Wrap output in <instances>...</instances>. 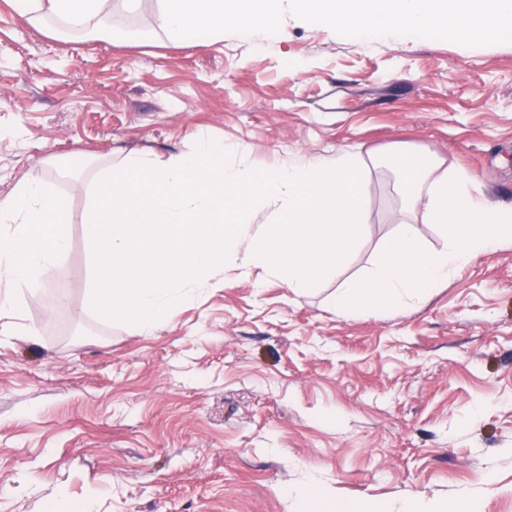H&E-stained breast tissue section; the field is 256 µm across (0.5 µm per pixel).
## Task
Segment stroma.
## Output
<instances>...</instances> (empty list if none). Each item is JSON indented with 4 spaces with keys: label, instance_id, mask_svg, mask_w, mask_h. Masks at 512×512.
Wrapping results in <instances>:
<instances>
[{
    "label": "stroma",
    "instance_id": "stroma-1",
    "mask_svg": "<svg viewBox=\"0 0 512 512\" xmlns=\"http://www.w3.org/2000/svg\"><path fill=\"white\" fill-rule=\"evenodd\" d=\"M156 8L117 0L119 44L63 40L0 0V197L40 178L73 216L59 271L18 291L38 340L0 344V512H295L310 482L382 512L457 496L512 512V242L404 311L331 302L398 229L393 156L512 203V43L347 38L288 11L274 35L174 42ZM198 136L255 170L360 153L359 248L301 295L230 266L152 333L99 316L77 221L98 170Z\"/></svg>",
    "mask_w": 512,
    "mask_h": 512
}]
</instances>
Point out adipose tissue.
<instances>
[{"instance_id": "1", "label": "adipose tissue", "mask_w": 512, "mask_h": 512, "mask_svg": "<svg viewBox=\"0 0 512 512\" xmlns=\"http://www.w3.org/2000/svg\"><path fill=\"white\" fill-rule=\"evenodd\" d=\"M14 10L29 21L47 15L82 31L112 16L113 0H12ZM396 186L410 205L414 220L383 239L366 276L348 280L333 301L346 314L403 311L459 268L500 244L512 241V203L490 202L475 177L455 168L440 169L429 158L399 155ZM69 215L49 183L20 182L0 198V335L33 336L17 323L14 288H41L58 270L70 246ZM435 224L447 241L433 250L421 245L414 224Z\"/></svg>"}]
</instances>
